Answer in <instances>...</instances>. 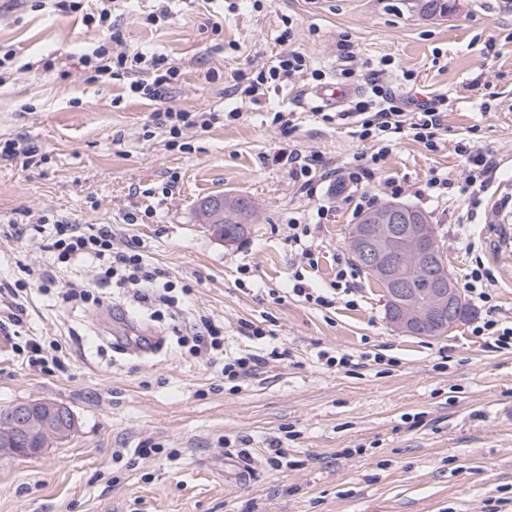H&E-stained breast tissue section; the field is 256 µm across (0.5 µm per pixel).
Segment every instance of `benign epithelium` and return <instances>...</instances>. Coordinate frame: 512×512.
Here are the masks:
<instances>
[{"label":"benign epithelium","mask_w":512,"mask_h":512,"mask_svg":"<svg viewBox=\"0 0 512 512\" xmlns=\"http://www.w3.org/2000/svg\"><path fill=\"white\" fill-rule=\"evenodd\" d=\"M346 246L381 286L387 320L401 333L431 336L453 329L465 303L456 281L440 260L436 227L410 219L402 204L385 205L348 236ZM59 405L48 400L14 406L7 438L38 430L59 433Z\"/></svg>","instance_id":"obj_1"}]
</instances>
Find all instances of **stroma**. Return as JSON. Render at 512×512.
<instances>
[{
  "mask_svg": "<svg viewBox=\"0 0 512 512\" xmlns=\"http://www.w3.org/2000/svg\"><path fill=\"white\" fill-rule=\"evenodd\" d=\"M112 23L126 49L179 65L162 98L129 95L122 76L88 81L77 58L109 33L81 15L0 0V54L16 52L0 72V140L39 157L0 161V225H114L117 247L140 246L179 303L119 291L97 308L62 303L35 277L55 259L50 237L0 239V285L27 284L17 336L0 333V408L47 399L76 422L37 456L0 459V512H512V423L501 417L512 348L490 347L469 320L437 338L398 333L358 269L351 295L326 308L291 291L298 272L334 288L358 196L380 204L396 186L435 225L458 283L483 264L512 318V247L495 229L512 198V0H448L432 16L418 0H131ZM293 50L309 72L259 100L243 94ZM315 69L355 95L376 70L404 100H435V146L392 134L375 176L349 183L344 170L373 147L356 119L315 113ZM170 108L215 120L174 139ZM233 109L240 119H227ZM279 111L290 129L274 123ZM468 140L498 166L476 201L456 149ZM284 149L317 158L312 179L272 164ZM436 171L451 183L440 195L428 188ZM172 177L178 190L162 196ZM216 194L254 205L236 242L202 222L200 202ZM293 219L317 224L314 264L288 238ZM201 315L222 327L225 355L262 357L256 376L230 382L188 354L180 339ZM246 323L265 337L244 335ZM31 336L48 341V367L18 352ZM329 355L351 363L327 366ZM274 440L285 466L267 461Z\"/></svg>",
  "mask_w": 512,
  "mask_h": 512,
  "instance_id": "stroma-1",
  "label": "stroma"
}]
</instances>
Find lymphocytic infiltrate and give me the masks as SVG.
<instances>
[{
	"mask_svg": "<svg viewBox=\"0 0 512 512\" xmlns=\"http://www.w3.org/2000/svg\"><path fill=\"white\" fill-rule=\"evenodd\" d=\"M57 5L62 11L82 14L88 26L108 30L112 27L113 15L125 10L127 0H57ZM78 63L94 81L113 78L119 69L131 75L153 70L156 76L152 86L135 80L130 84L132 93L152 98L159 97L161 90L176 82L180 75L178 66H164L159 57L139 51L131 54L123 50L115 52L103 44L92 53L81 54ZM353 110L360 118V139L379 145L378 151L371 156L356 157L348 171V180L354 184L374 177L377 165L387 153L382 141L389 134L408 129L416 141L431 146L441 127V114L437 108L423 104L418 112H404L399 95L376 83L372 84L368 95L355 99ZM52 230L51 247L58 260L63 263L90 262L98 270V286L132 290L135 298L143 303H173V296L152 293L151 288L160 272L145 265L140 251L115 247L111 225L70 224L58 220ZM491 281L490 271L480 266L471 271L466 283L472 298L487 305L485 315L474 326L473 333L492 337L496 348L512 347V325L496 318L494 308L489 305Z\"/></svg>",
	"mask_w": 512,
	"mask_h": 512,
	"instance_id": "f902f5d3",
	"label": "lymphocytic infiltrate"
}]
</instances>
